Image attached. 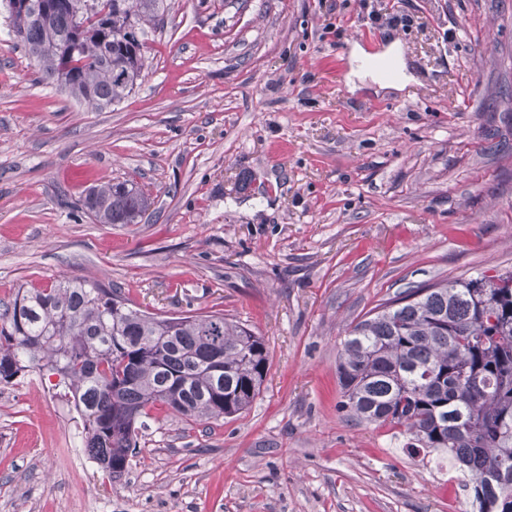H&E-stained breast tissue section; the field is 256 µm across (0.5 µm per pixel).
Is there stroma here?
Listing matches in <instances>:
<instances>
[{"instance_id":"35a3bbf8","label":"stroma","mask_w":512,"mask_h":512,"mask_svg":"<svg viewBox=\"0 0 512 512\" xmlns=\"http://www.w3.org/2000/svg\"><path fill=\"white\" fill-rule=\"evenodd\" d=\"M96 110L38 82L0 5V302L60 277L223 311L270 366L241 414L155 410L121 478L38 372L0 384V512H473L448 460L340 407V342L408 288L512 271V0H166ZM397 25L371 24L379 9ZM398 44L411 82L350 88ZM152 206L99 224L88 188ZM151 205V198L133 180L93 186L83 200L84 208L99 224L140 223Z\"/></svg>"}]
</instances>
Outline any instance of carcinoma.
Segmentation results:
<instances>
[{
	"mask_svg": "<svg viewBox=\"0 0 512 512\" xmlns=\"http://www.w3.org/2000/svg\"><path fill=\"white\" fill-rule=\"evenodd\" d=\"M6 2L37 81L102 110L137 85V26L165 0ZM151 205L132 180L93 186L83 200L98 224H138ZM269 365L264 338L220 311L152 313L99 282L20 288L0 310V383L31 370L58 376L89 454L112 478L127 472L149 411L235 416ZM337 374L352 417L400 430L416 453L448 454L477 512H512V272L408 288L379 304L343 339Z\"/></svg>",
	"mask_w": 512,
	"mask_h": 512,
	"instance_id": "carcinoma-1",
	"label": "carcinoma"
}]
</instances>
